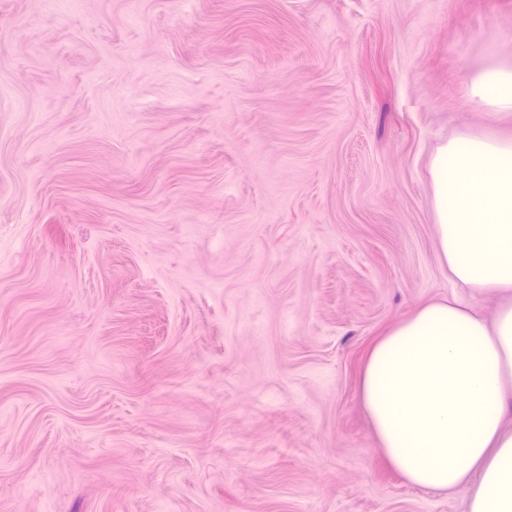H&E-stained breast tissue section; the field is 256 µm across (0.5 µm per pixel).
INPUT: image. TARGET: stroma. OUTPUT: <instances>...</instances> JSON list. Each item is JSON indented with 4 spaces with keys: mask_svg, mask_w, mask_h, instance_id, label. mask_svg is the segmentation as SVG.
Returning <instances> with one entry per match:
<instances>
[{
    "mask_svg": "<svg viewBox=\"0 0 512 512\" xmlns=\"http://www.w3.org/2000/svg\"><path fill=\"white\" fill-rule=\"evenodd\" d=\"M512 0H0V512H467L358 392L449 297L430 160Z\"/></svg>",
    "mask_w": 512,
    "mask_h": 512,
    "instance_id": "stroma-1",
    "label": "stroma"
}]
</instances>
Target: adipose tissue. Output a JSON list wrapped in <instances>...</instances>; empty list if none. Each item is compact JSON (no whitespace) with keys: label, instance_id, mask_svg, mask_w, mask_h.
<instances>
[{"label":"adipose tissue","instance_id":"adipose-tissue-1","mask_svg":"<svg viewBox=\"0 0 512 512\" xmlns=\"http://www.w3.org/2000/svg\"><path fill=\"white\" fill-rule=\"evenodd\" d=\"M469 95L512 110V63ZM435 239L451 280L507 293L492 319L457 300L427 303L371 345L360 395L393 468L434 491L467 486L468 512H512V141L460 134L430 164Z\"/></svg>","mask_w":512,"mask_h":512}]
</instances>
